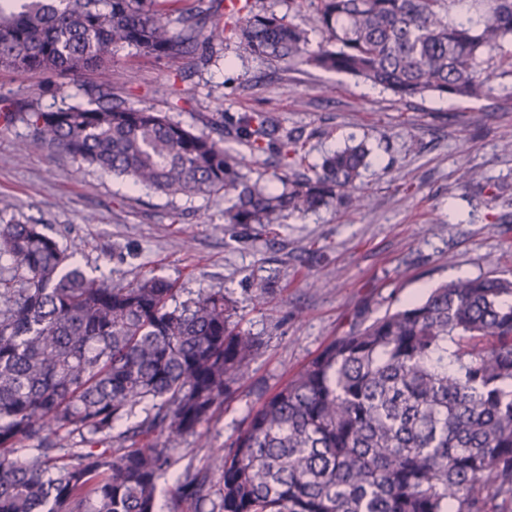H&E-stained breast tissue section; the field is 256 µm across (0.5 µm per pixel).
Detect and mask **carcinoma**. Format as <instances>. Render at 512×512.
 <instances>
[{
  "mask_svg": "<svg viewBox=\"0 0 512 512\" xmlns=\"http://www.w3.org/2000/svg\"><path fill=\"white\" fill-rule=\"evenodd\" d=\"M311 31L250 0L247 51L380 86L401 99L482 97L512 74V0H298ZM224 41L219 0H15L0 3V71H86L85 101L14 111L28 146L137 186L187 198L224 193L226 224L265 229L322 207L360 208L369 149L315 164L275 119L244 112L196 134L112 93L119 48L207 61ZM277 150L270 191L224 137ZM0 512H159L169 446L200 427L243 380L255 337L233 323L222 290L171 305L159 277L112 285L89 274L37 224H0ZM145 416L129 424L136 411ZM234 443L212 455L223 512H498L512 501V280L457 277L354 325L250 410ZM208 474L185 471L166 512L204 497Z\"/></svg>",
  "mask_w": 512,
  "mask_h": 512,
  "instance_id": "cac0c4a2",
  "label": "carcinoma"
}]
</instances>
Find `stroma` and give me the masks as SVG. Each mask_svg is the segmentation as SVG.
Wrapping results in <instances>:
<instances>
[{
	"label": "stroma",
	"mask_w": 512,
	"mask_h": 512,
	"mask_svg": "<svg viewBox=\"0 0 512 512\" xmlns=\"http://www.w3.org/2000/svg\"><path fill=\"white\" fill-rule=\"evenodd\" d=\"M176 69L125 49L112 61V85L127 105L169 113L198 133L222 117L269 113L282 133L299 136L312 163L365 143L372 150L365 206L295 213L258 235L225 223L223 195L135 189L93 167L75 171L65 155L25 148L26 126L17 120L0 122V221L39 225L112 283L156 275L175 283L180 302L204 289L234 300L259 352L203 424L205 445L188 437L171 451L176 470L209 472L211 494L183 512H221L212 452L229 448L249 409L327 343L440 282L491 271L512 279V153L502 149L512 139V75L495 78L477 100L435 93L402 100L343 74L252 55L230 27L211 62L182 80ZM93 78L5 72L0 97L54 109L79 102ZM465 168L483 173L482 187L459 182ZM260 286L271 300L259 310L251 296Z\"/></svg>",
	"instance_id": "1"
}]
</instances>
